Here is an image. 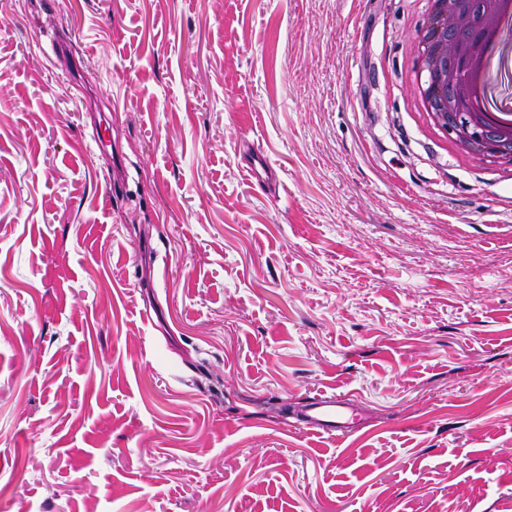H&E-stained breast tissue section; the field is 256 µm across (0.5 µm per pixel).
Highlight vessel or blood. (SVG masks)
<instances>
[{
  "mask_svg": "<svg viewBox=\"0 0 512 512\" xmlns=\"http://www.w3.org/2000/svg\"><path fill=\"white\" fill-rule=\"evenodd\" d=\"M297 419L307 431L330 438L350 433L361 423L354 404L333 393L309 397L301 406Z\"/></svg>",
  "mask_w": 512,
  "mask_h": 512,
  "instance_id": "1",
  "label": "vessel or blood"
}]
</instances>
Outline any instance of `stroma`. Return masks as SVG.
<instances>
[{
	"mask_svg": "<svg viewBox=\"0 0 512 512\" xmlns=\"http://www.w3.org/2000/svg\"><path fill=\"white\" fill-rule=\"evenodd\" d=\"M426 15L0 0V512H512V166L427 127ZM297 419L307 431L329 438L350 433L361 424L354 404L336 393L309 397L301 406Z\"/></svg>",
	"mask_w": 512,
	"mask_h": 512,
	"instance_id": "1",
	"label": "stroma"
}]
</instances>
